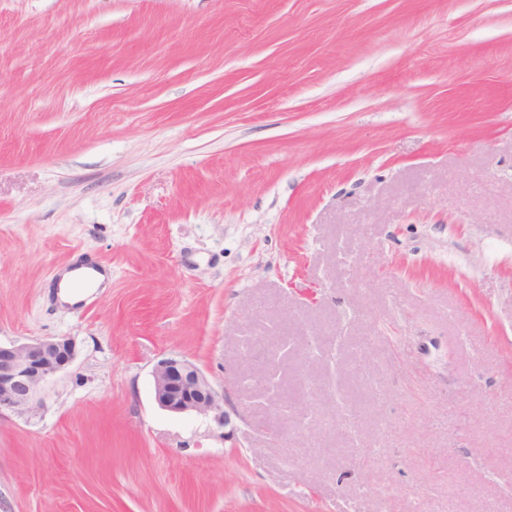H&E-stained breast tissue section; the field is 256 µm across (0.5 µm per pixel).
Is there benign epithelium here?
I'll return each mask as SVG.
<instances>
[{
    "mask_svg": "<svg viewBox=\"0 0 512 512\" xmlns=\"http://www.w3.org/2000/svg\"><path fill=\"white\" fill-rule=\"evenodd\" d=\"M75 355L76 345L68 336L0 345V411L33 410L42 384L68 369ZM152 377L155 400L169 412L207 415L224 401L206 375L186 359L160 360Z\"/></svg>",
    "mask_w": 512,
    "mask_h": 512,
    "instance_id": "obj_1",
    "label": "benign epithelium"
}]
</instances>
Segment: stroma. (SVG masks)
<instances>
[{"instance_id":"obj_1","label":"stroma","mask_w":512,"mask_h":512,"mask_svg":"<svg viewBox=\"0 0 512 512\" xmlns=\"http://www.w3.org/2000/svg\"><path fill=\"white\" fill-rule=\"evenodd\" d=\"M61 335L0 512H512V0H0V344ZM155 400L173 413L207 415L224 401L206 375L192 362L178 357L160 360L152 371Z\"/></svg>"}]
</instances>
